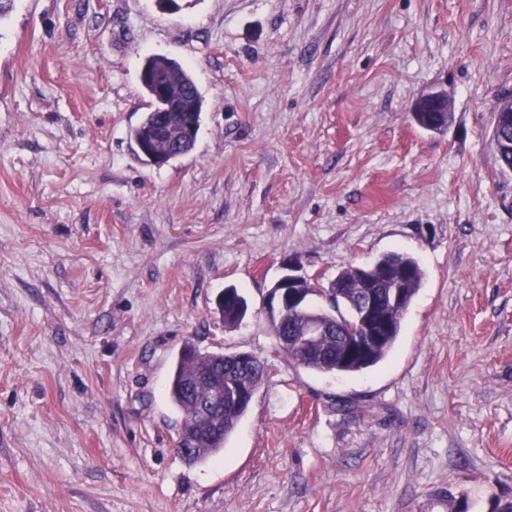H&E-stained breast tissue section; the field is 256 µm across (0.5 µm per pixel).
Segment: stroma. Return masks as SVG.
<instances>
[{
  "instance_id": "stroma-1",
  "label": "stroma",
  "mask_w": 512,
  "mask_h": 512,
  "mask_svg": "<svg viewBox=\"0 0 512 512\" xmlns=\"http://www.w3.org/2000/svg\"><path fill=\"white\" fill-rule=\"evenodd\" d=\"M9 0L0 15V512H469L512 500V0ZM204 99L191 152L130 131L146 56ZM448 94L429 131L421 94ZM404 253L363 372L274 355L266 295ZM246 298L225 328L216 298ZM263 381L220 456L175 450L185 343ZM169 137V128L166 124L157 126L150 134L149 138L142 141L138 145L140 155L148 161V164L161 167L173 161L171 152L165 151L163 153L156 152L153 149L154 144L160 141H167ZM391 272L390 275H399L407 285L406 302L403 306H391L392 304H401L405 298V283L402 279H390V289L387 297H383L380 303L381 309L391 325L390 336H384L380 345H378L369 357L362 359H346L342 360L339 354H336L335 348L339 336L348 333L350 325H346L336 321V332L333 328L331 337L326 340L327 350L323 354H311L307 351L296 350L288 356V359L298 366L304 367L311 371L321 373L336 374H354L374 367L383 361L397 339L400 333L401 321L404 313L410 306L416 296L423 281V271L419 262L403 253L391 252Z\"/></svg>"
}]
</instances>
